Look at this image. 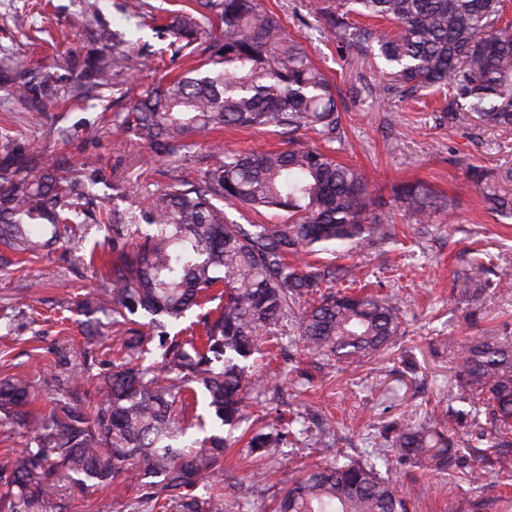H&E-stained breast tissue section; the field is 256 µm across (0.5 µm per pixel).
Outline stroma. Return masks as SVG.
I'll return each mask as SVG.
<instances>
[{
	"mask_svg": "<svg viewBox=\"0 0 512 512\" xmlns=\"http://www.w3.org/2000/svg\"><path fill=\"white\" fill-rule=\"evenodd\" d=\"M308 2L265 0L341 93L346 137L336 156L362 170L397 233L389 255L367 250L352 259L374 290L402 300L404 333L388 355L369 363L345 367L292 353L286 363L288 374L277 383L278 394L248 390L242 429L258 428L262 415L275 407L302 413L309 435L296 447L278 452L273 474L263 484L250 482L248 475L257 461L247 456L242 445L227 452L224 481L241 512H270L288 478L320 461L319 430L328 422L335 430L337 448L361 460L385 453L395 427L433 416L445 417L458 439L475 442L487 429L486 417L478 411V400L457 386L456 363L470 337L512 336V219L485 210L467 179L472 166L512 168V131L454 124L434 96L423 104L396 98L384 104L355 96L356 86L377 79L376 64L339 59L334 44L307 16ZM99 4V23L123 32L144 57L143 66L126 76V88L158 80L161 73L155 65L162 43L153 30L128 16L126 0H99ZM23 5V0H0V54L26 61L35 94L47 108L26 111L12 81L0 74V128L16 134L30 156L47 160L65 155L75 164L98 157L97 183L86 204L89 214L150 204L163 181L153 152L115 126L98 139L86 137L90 127L100 124L103 113L121 111L125 100L91 88L79 105L63 107L55 102L78 79L70 59L98 50L83 29L71 24L84 0H53L44 13L29 12L20 24L15 11ZM215 140L239 150L282 145L281 137L272 133L226 130L216 138L200 139L195 159L179 170L180 178L200 177L206 167L204 156ZM416 180L448 201L426 224L415 223L393 201L396 185ZM111 238V232L94 227L79 238L78 251L56 244L34 255L10 256L8 266L0 268V315L10 318L9 326H0V379L17 373L30 376L39 388L37 411L50 409L64 368L83 366L93 375L112 368L111 349L87 344L78 315L61 318L75 301L96 297L109 286V279L95 275L84 259L92 254L108 257L106 243ZM477 248L496 257L495 287L487 293L456 295L453 281L467 273L471 252ZM475 466L482 474L474 484L429 473L409 462L393 466L386 475L408 490L410 512H512V470L478 464L469 455L461 462L465 472ZM59 494L73 502L77 512H129L133 498L122 485L87 493L66 483Z\"/></svg>",
	"mask_w": 512,
	"mask_h": 512,
	"instance_id": "stroma-1",
	"label": "stroma"
}]
</instances>
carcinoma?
Here are the masks:
<instances>
[{"label":"carcinoma","instance_id":"carcinoma-1","mask_svg":"<svg viewBox=\"0 0 512 512\" xmlns=\"http://www.w3.org/2000/svg\"><path fill=\"white\" fill-rule=\"evenodd\" d=\"M319 27L340 56L383 60L382 76L367 95L389 101L424 91L445 94L444 110L458 125L512 129V23L506 0H313ZM131 17L156 20L148 0L132 2ZM169 39L171 57L196 65L128 97L113 115L133 131L162 164L177 169L193 157L196 138L228 129L273 132L288 148L231 151L216 146L212 164L195 183L169 175L155 201L136 216L106 209L97 223L112 227L115 259L106 262L112 287L94 310L112 312L120 336V361L103 376L95 403L86 401L85 380L62 379L60 396L34 423L24 448L0 461L8 480L0 501L7 512H70L58 498L66 481L98 491L126 484L134 489L133 512H232L224 492V430L243 419L251 382L247 361L285 335L301 350L342 364L386 354L400 332L401 308L394 296L356 289L357 264L292 258L305 253L371 250L394 242L391 216L376 203L358 168L338 160L335 144L345 131L336 86L313 64L306 46L290 38L280 15L263 0H189L154 26ZM92 39L112 53L87 57L81 80L67 100L80 101L82 85H115L142 65L121 38L100 26ZM0 71L11 73L22 102L41 111L29 94L27 70L9 55ZM314 133L320 145L300 142ZM95 160L69 165L22 157L16 138L0 133V247L15 254L75 241L83 224L82 201ZM512 170L498 177L473 170L469 179L485 209L512 216ZM240 210L272 213L267 224H238L218 202ZM396 202L418 224L444 206L425 186L409 183ZM150 226L143 232L137 224ZM144 235L131 250L118 240ZM482 250L462 288L489 287L491 262ZM348 283L335 290L336 283ZM224 284L213 319L183 340L167 328L201 306ZM143 311L149 332L130 316ZM458 381L485 407L490 425L480 457L512 462V336L471 338L458 362ZM203 395L212 414L210 434L193 429L202 417L187 416L188 397ZM38 399L34 382L17 375L0 381V426L26 425ZM297 419L269 415L247 441L256 459H270L301 430ZM329 460L315 464L281 489L276 512H408L406 493L374 463L340 461L327 441ZM392 454L382 464L415 462L441 474L458 468V449L444 424L401 426Z\"/></svg>","mask_w":512,"mask_h":512}]
</instances>
